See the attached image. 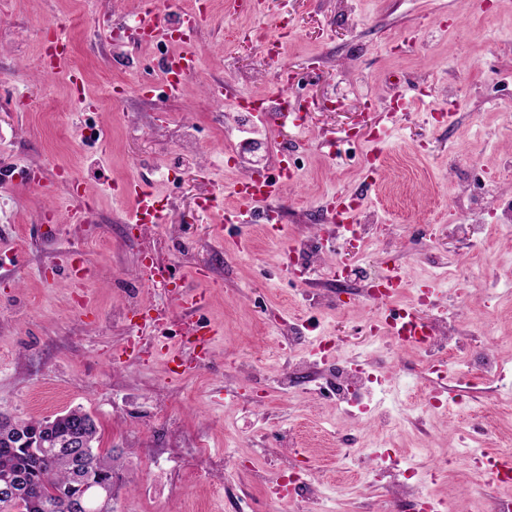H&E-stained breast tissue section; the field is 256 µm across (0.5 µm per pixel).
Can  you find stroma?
<instances>
[{
	"label": "stroma",
	"mask_w": 512,
	"mask_h": 512,
	"mask_svg": "<svg viewBox=\"0 0 512 512\" xmlns=\"http://www.w3.org/2000/svg\"><path fill=\"white\" fill-rule=\"evenodd\" d=\"M202 3L209 21L190 43L116 49L97 21L134 19L145 0H0V414H90L97 451L123 464L117 512H409L388 480L364 479L380 462L431 473L425 493L458 512H494L512 501V484L470 481L465 449L493 439L481 426L461 428L451 407L492 408L491 422L512 433V232L477 250L450 238L447 224L500 221L471 202L477 173L512 195V83L500 81L512 71V0H260L235 14L225 0ZM257 23L279 38L276 59L244 38ZM58 24L70 56L46 75L35 60ZM187 47L196 74L180 97L158 98L159 62ZM287 69L310 104L301 133L236 104L241 93L272 97ZM73 70L84 74L79 96ZM213 87L227 89L222 103ZM89 125L100 139H86ZM229 140L237 154L226 152ZM283 153L300 167L279 229L251 224L247 249H233L224 210L234 186ZM35 167L56 177L53 196L23 179ZM128 181L147 185L166 223L132 229L135 202L116 192ZM205 196L218 208L202 210ZM355 197L361 216L382 225L380 238L363 251L345 240L327 246L308 283L295 282L289 245L316 240L320 206ZM80 204L86 220L71 223ZM414 233L426 236L417 252ZM73 257L83 282L68 275ZM151 262L166 267L164 281L145 279ZM336 262L357 285L398 266L401 305L433 289L435 304L471 327L468 344L501 358L504 378L478 380L463 363L440 380L417 349L371 337L373 302L337 306L321 275ZM175 285L203 297L193 317L213 328L207 362L181 376L170 371L180 337L146 327L139 350L129 347L132 306L164 308L176 329L191 317L168 299ZM288 325L303 332L299 351L331 340L340 362L378 375L394 426L381 431L369 415L282 394ZM254 359L260 376L243 378ZM431 390L442 408H423ZM296 425L310 446L309 500L276 497L255 477L287 467L274 435ZM202 455L212 469L189 476L186 464Z\"/></svg>",
	"instance_id": "obj_1"
}]
</instances>
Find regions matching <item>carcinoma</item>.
Listing matches in <instances>:
<instances>
[{
	"label": "carcinoma",
	"instance_id": "carcinoma-1",
	"mask_svg": "<svg viewBox=\"0 0 512 512\" xmlns=\"http://www.w3.org/2000/svg\"><path fill=\"white\" fill-rule=\"evenodd\" d=\"M74 437L88 444L83 456L60 449V441ZM93 419L72 410L54 423L0 419V476L22 473L25 482L15 496L0 497V512H71L72 498L87 482L117 485L115 458L94 452Z\"/></svg>",
	"mask_w": 512,
	"mask_h": 512
}]
</instances>
